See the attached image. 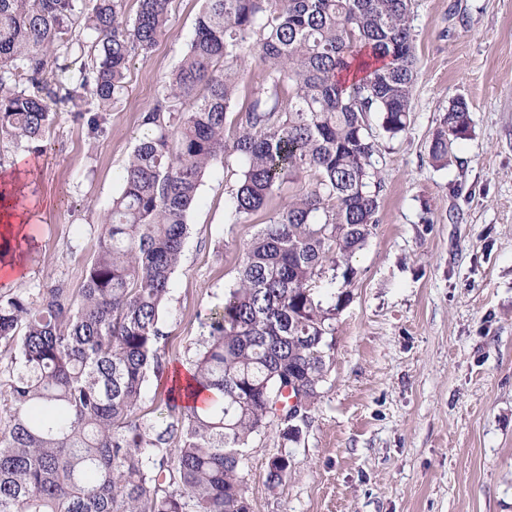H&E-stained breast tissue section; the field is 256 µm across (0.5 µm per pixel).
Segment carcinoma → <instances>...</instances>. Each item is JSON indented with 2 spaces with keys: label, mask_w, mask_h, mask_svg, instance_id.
<instances>
[{
  "label": "carcinoma",
  "mask_w": 512,
  "mask_h": 512,
  "mask_svg": "<svg viewBox=\"0 0 512 512\" xmlns=\"http://www.w3.org/2000/svg\"><path fill=\"white\" fill-rule=\"evenodd\" d=\"M411 0H204L178 66L141 113L121 194L81 288L0 296V512H250L244 449L271 425L287 442L289 380L323 397L336 310L316 288L362 249L383 185L378 144L405 130L417 58ZM0 0V135L39 148L61 98L91 128L126 92L131 58L166 34L169 0ZM262 75L235 109L239 69ZM469 126L457 99L429 146L448 160ZM242 161L245 222L298 190L243 246L238 276L201 328L189 378L171 376L167 420L141 413L166 372L161 327L188 215L208 170ZM209 404L190 403L197 388ZM290 457L267 463L277 487Z\"/></svg>",
  "instance_id": "cac0c4a2"
}]
</instances>
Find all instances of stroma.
Listing matches in <instances>:
<instances>
[{
  "label": "stroma",
  "instance_id": "stroma-1",
  "mask_svg": "<svg viewBox=\"0 0 512 512\" xmlns=\"http://www.w3.org/2000/svg\"><path fill=\"white\" fill-rule=\"evenodd\" d=\"M202 0H171L167 33L127 71V91L90 133L53 107L40 151L0 138V170L26 157L39 199L21 277L0 294L57 282L79 288L100 225L122 188L141 112L194 35ZM418 57L404 132L369 124L383 184L378 224L352 258L336 313L324 395L296 442L268 427L245 450L252 512H512V0H412ZM469 130L447 163L429 144L452 101ZM237 159L203 178L164 311L170 369L191 365L200 321L237 276L238 256L283 208L230 217ZM291 460L276 488L267 462Z\"/></svg>",
  "mask_w": 512,
  "mask_h": 512
}]
</instances>
